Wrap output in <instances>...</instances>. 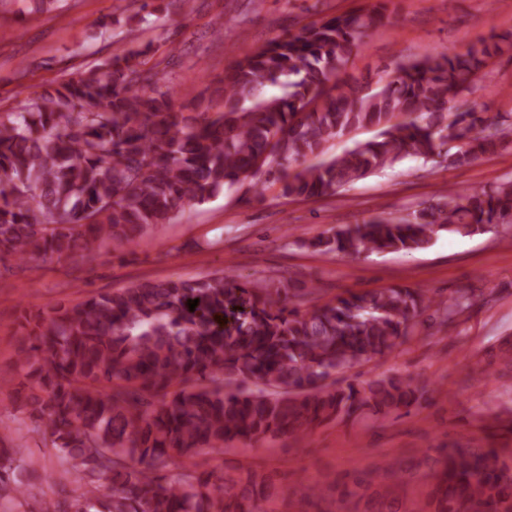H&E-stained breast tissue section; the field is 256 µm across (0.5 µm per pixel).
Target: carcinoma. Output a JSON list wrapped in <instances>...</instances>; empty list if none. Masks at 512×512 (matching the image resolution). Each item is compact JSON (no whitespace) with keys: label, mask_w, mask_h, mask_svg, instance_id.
<instances>
[{"label":"carcinoma","mask_w":512,"mask_h":512,"mask_svg":"<svg viewBox=\"0 0 512 512\" xmlns=\"http://www.w3.org/2000/svg\"><path fill=\"white\" fill-rule=\"evenodd\" d=\"M384 2L245 53L224 75L218 112L176 111L163 61L148 46L0 112V260L93 262L104 244H132L184 205L261 172L256 199L275 186L282 198L308 200L405 157L445 153L463 165L497 153L512 136V114L469 98L501 51L496 41L396 60L374 82L340 79L385 18ZM268 85L280 94L265 95ZM362 127L376 136L326 155L329 142ZM500 224H512V181L446 188L406 215H380L308 246L336 256L410 252L441 232ZM317 294L221 272L24 313L12 402L50 437L63 473L77 475L70 490L41 500L40 512H274L284 490L264 472L200 473L185 460L298 440L326 422L409 413L428 400V381L384 375L338 385L336 376L398 350L433 305L441 323L454 322L471 297L465 288L439 301L383 288L318 304ZM29 456L0 440V512H28ZM430 477L416 512H512V456L494 448H443ZM366 505L410 512L383 495Z\"/></svg>","instance_id":"obj_1"}]
</instances>
